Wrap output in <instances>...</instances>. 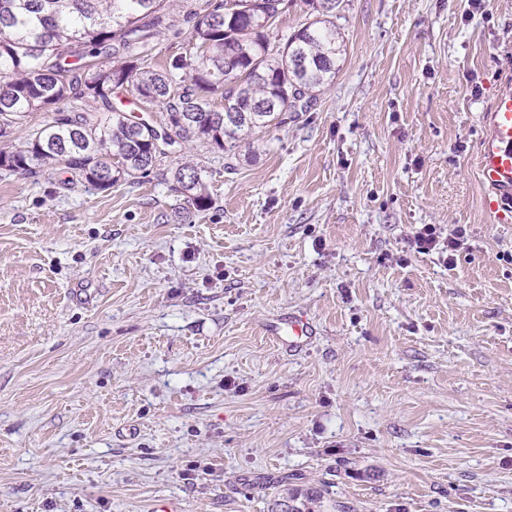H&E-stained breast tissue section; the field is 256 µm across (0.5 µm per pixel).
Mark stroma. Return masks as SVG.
<instances>
[{"mask_svg":"<svg viewBox=\"0 0 512 512\" xmlns=\"http://www.w3.org/2000/svg\"><path fill=\"white\" fill-rule=\"evenodd\" d=\"M155 40L191 52L188 10ZM311 108L96 190L0 170V512H512V214L478 177L512 0H342ZM161 128L124 90L77 100ZM206 175L199 209L171 168ZM466 229L453 264L418 227ZM304 315L296 351L264 324ZM300 496L298 497L297 495H294L281 500H275L273 507L271 508V512H312L307 505L321 497V490L307 491L303 495V502L300 501L298 505L297 501Z\"/></svg>","mask_w":512,"mask_h":512,"instance_id":"35a3bbf8","label":"stroma"}]
</instances>
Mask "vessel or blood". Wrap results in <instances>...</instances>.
<instances>
[{
    "label": "vessel or blood",
    "instance_id": "b4317fda",
    "mask_svg": "<svg viewBox=\"0 0 512 512\" xmlns=\"http://www.w3.org/2000/svg\"><path fill=\"white\" fill-rule=\"evenodd\" d=\"M488 130L478 153L480 180L494 193L490 208L512 201V93L497 96L487 115ZM265 333L281 346L298 349L309 334L306 318L297 313L278 316L265 326Z\"/></svg>",
    "mask_w": 512,
    "mask_h": 512
}]
</instances>
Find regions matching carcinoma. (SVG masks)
<instances>
[{
    "label": "carcinoma",
    "mask_w": 512,
    "mask_h": 512,
    "mask_svg": "<svg viewBox=\"0 0 512 512\" xmlns=\"http://www.w3.org/2000/svg\"><path fill=\"white\" fill-rule=\"evenodd\" d=\"M171 0H0V136L32 112L53 111L22 145L0 148V169L30 177L59 166L98 190L145 178L162 145L197 141L230 149L243 134L287 112L308 109L336 77L340 0H304L316 19L271 35L282 0H217L189 12L194 52L152 67L154 39L170 27ZM124 89L165 108L175 136L111 111L91 123L59 104L109 100ZM223 101L220 110L212 100ZM173 179L199 208L210 203L203 170L185 165ZM321 497L274 501L271 512H311Z\"/></svg>",
    "instance_id": "obj_1"
}]
</instances>
